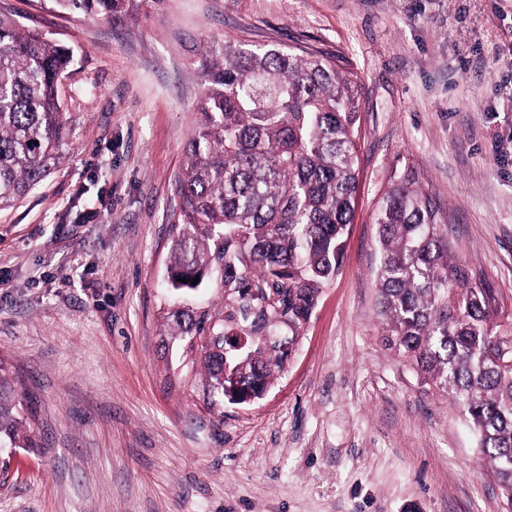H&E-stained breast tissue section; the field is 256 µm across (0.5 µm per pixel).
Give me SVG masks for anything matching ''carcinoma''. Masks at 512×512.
<instances>
[{"label": "carcinoma", "instance_id": "1", "mask_svg": "<svg viewBox=\"0 0 512 512\" xmlns=\"http://www.w3.org/2000/svg\"><path fill=\"white\" fill-rule=\"evenodd\" d=\"M55 2L115 18L142 0ZM71 60L67 49L0 18L1 209L63 158L58 79ZM201 79L186 166L174 182L180 212L167 286L179 296L210 282L221 304L178 306L163 320L179 342L200 339L190 350L200 353L203 396L216 405L265 395L340 270L358 192L361 84L322 51L227 36L207 47ZM376 226L380 344L457 411L512 512V356L497 354L512 317L498 289L456 255L414 177L393 183ZM19 410L0 361V439L33 447L32 436L19 434Z\"/></svg>", "mask_w": 512, "mask_h": 512}]
</instances>
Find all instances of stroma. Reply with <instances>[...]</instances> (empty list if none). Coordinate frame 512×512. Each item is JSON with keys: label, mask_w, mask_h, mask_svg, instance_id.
Here are the masks:
<instances>
[{"label": "stroma", "mask_w": 512, "mask_h": 512, "mask_svg": "<svg viewBox=\"0 0 512 512\" xmlns=\"http://www.w3.org/2000/svg\"><path fill=\"white\" fill-rule=\"evenodd\" d=\"M0 16L70 49L58 166L0 209V356L37 445L0 443V512H504L449 405L378 342L382 198L413 172L512 312V0H55ZM306 45L362 86L360 189L339 274L259 400L203 402L167 344L175 178L211 39ZM58 6L72 12L94 14L103 18L134 13L142 0H55Z\"/></svg>", "instance_id": "obj_1"}]
</instances>
